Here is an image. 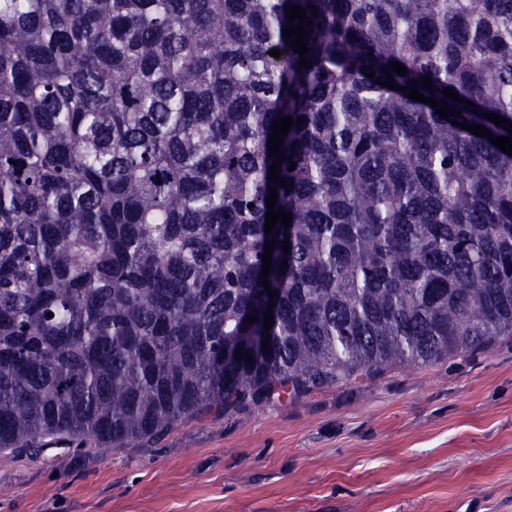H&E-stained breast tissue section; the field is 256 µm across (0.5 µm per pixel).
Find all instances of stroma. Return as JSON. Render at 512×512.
<instances>
[{"label": "stroma", "instance_id": "35a3bbf8", "mask_svg": "<svg viewBox=\"0 0 512 512\" xmlns=\"http://www.w3.org/2000/svg\"><path fill=\"white\" fill-rule=\"evenodd\" d=\"M0 512H512V338L122 448L0 452Z\"/></svg>", "mask_w": 512, "mask_h": 512}]
</instances>
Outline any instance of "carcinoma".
I'll use <instances>...</instances> for the list:
<instances>
[{
    "mask_svg": "<svg viewBox=\"0 0 512 512\" xmlns=\"http://www.w3.org/2000/svg\"><path fill=\"white\" fill-rule=\"evenodd\" d=\"M484 113L512 123V0H0V450L512 336V153L451 123L509 136Z\"/></svg>",
    "mask_w": 512,
    "mask_h": 512,
    "instance_id": "cac0c4a2",
    "label": "carcinoma"
}]
</instances>
